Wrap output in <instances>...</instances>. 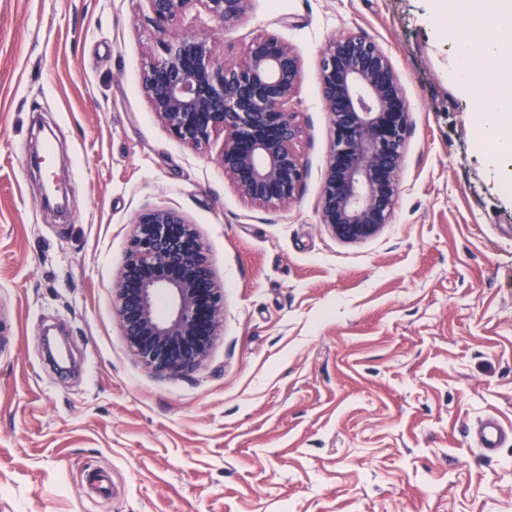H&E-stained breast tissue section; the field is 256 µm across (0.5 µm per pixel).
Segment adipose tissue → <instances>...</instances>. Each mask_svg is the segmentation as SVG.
<instances>
[{
  "label": "adipose tissue",
  "instance_id": "adipose-tissue-1",
  "mask_svg": "<svg viewBox=\"0 0 512 512\" xmlns=\"http://www.w3.org/2000/svg\"><path fill=\"white\" fill-rule=\"evenodd\" d=\"M497 24L503 37L458 43L454 52L461 87L478 99L485 114L479 139L491 144L499 159L512 157V137L503 134L512 126V0H499Z\"/></svg>",
  "mask_w": 512,
  "mask_h": 512
}]
</instances>
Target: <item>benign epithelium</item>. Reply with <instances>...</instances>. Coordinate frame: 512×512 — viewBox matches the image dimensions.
<instances>
[{
	"instance_id": "7a95c632",
	"label": "benign epithelium",
	"mask_w": 512,
	"mask_h": 512,
	"mask_svg": "<svg viewBox=\"0 0 512 512\" xmlns=\"http://www.w3.org/2000/svg\"><path fill=\"white\" fill-rule=\"evenodd\" d=\"M148 2L157 53L139 82L156 119L195 148L224 134L219 162L245 199L294 203L306 176L289 109L301 87L299 57L268 33L247 43L236 61L221 62L208 34L182 29L193 6L227 25L247 13L250 0ZM320 96L333 136L319 223L345 242L364 241L393 220L411 104L383 50L350 32L330 37L321 50ZM112 295L134 356L158 374L194 369L224 321V286L195 225L171 208L137 215Z\"/></svg>"
}]
</instances>
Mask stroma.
Wrapping results in <instances>:
<instances>
[{"instance_id":"1","label":"stroma","mask_w":512,"mask_h":512,"mask_svg":"<svg viewBox=\"0 0 512 512\" xmlns=\"http://www.w3.org/2000/svg\"><path fill=\"white\" fill-rule=\"evenodd\" d=\"M148 0H0V512H512V191L451 79L431 0H251L218 59L272 32L299 55L290 104L307 168L262 208L152 114ZM353 31L412 107L391 224L347 243L319 224L332 138L320 51ZM52 170L28 153L40 127ZM57 175L68 208L42 201ZM195 224L224 326L191 372L132 355L112 282L137 214ZM509 434L512 435L511 429H506L496 417L487 416L478 429L477 443L489 454L499 448L508 439Z\"/></svg>"}]
</instances>
